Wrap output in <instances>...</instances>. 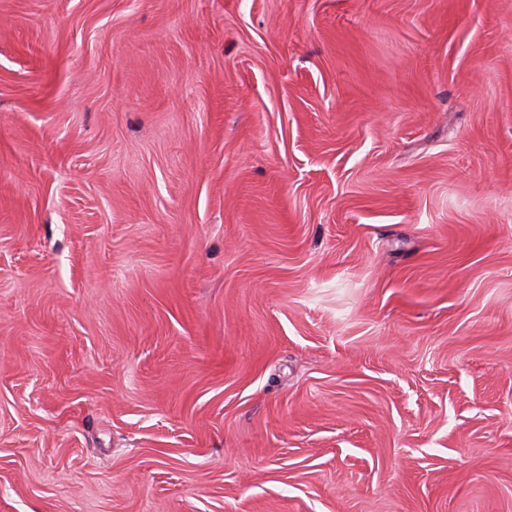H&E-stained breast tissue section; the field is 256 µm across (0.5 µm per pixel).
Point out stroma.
I'll return each instance as SVG.
<instances>
[{
    "label": "stroma",
    "instance_id": "obj_1",
    "mask_svg": "<svg viewBox=\"0 0 512 512\" xmlns=\"http://www.w3.org/2000/svg\"><path fill=\"white\" fill-rule=\"evenodd\" d=\"M0 512H512V0H0Z\"/></svg>",
    "mask_w": 512,
    "mask_h": 512
}]
</instances>
